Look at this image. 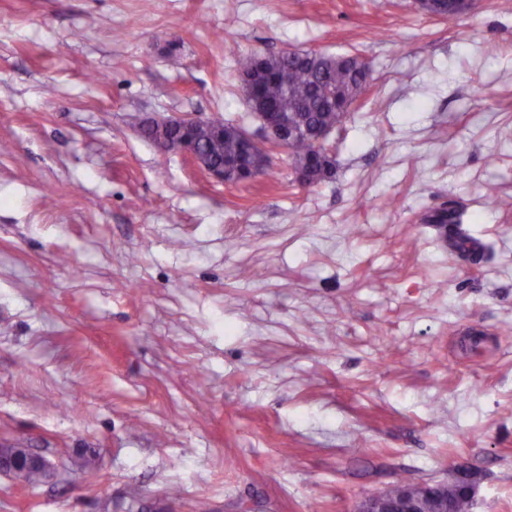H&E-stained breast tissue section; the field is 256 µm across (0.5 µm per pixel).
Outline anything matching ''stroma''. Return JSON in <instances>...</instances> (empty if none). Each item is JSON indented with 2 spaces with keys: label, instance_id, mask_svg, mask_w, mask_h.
I'll return each instance as SVG.
<instances>
[{
  "label": "stroma",
  "instance_id": "obj_1",
  "mask_svg": "<svg viewBox=\"0 0 512 512\" xmlns=\"http://www.w3.org/2000/svg\"><path fill=\"white\" fill-rule=\"evenodd\" d=\"M358 54L333 179L225 184L137 116L256 130L236 61ZM453 203L487 254L427 211ZM0 512H512V0H0ZM94 450L87 481L79 449ZM462 211L439 207L427 212L421 224H427L438 231L443 238L448 235V243L452 249L462 256L477 257L486 251V246L477 238L461 229L465 222ZM415 483L410 482L405 477H400L393 482L384 492L366 496L361 499L355 512H423L422 496L413 495L402 503H397L388 499L383 493L390 498L399 499L404 497L411 486ZM462 488L474 503L476 494L474 486L468 480H466V482L462 485ZM463 491L459 488L458 481L448 482V492L453 496L454 499V512H471L472 510V503Z\"/></svg>",
  "mask_w": 512,
  "mask_h": 512
}]
</instances>
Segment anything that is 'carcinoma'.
<instances>
[{
    "label": "carcinoma",
    "mask_w": 512,
    "mask_h": 512,
    "mask_svg": "<svg viewBox=\"0 0 512 512\" xmlns=\"http://www.w3.org/2000/svg\"><path fill=\"white\" fill-rule=\"evenodd\" d=\"M370 71L369 62L358 55L330 56L287 49L277 54L247 52L237 62L250 111L273 107L287 115L294 127L302 129L301 134L288 141L286 149L295 168L303 166L312 156L320 158L313 172V180L318 184L330 179L335 171V146H316L313 132L324 127L336 130L347 116L330 93L356 100L366 89ZM195 138L216 163L242 166L261 163L259 149L244 139L241 125L230 120L217 118L211 126L196 128ZM464 222L463 212L445 207L430 210L421 220L440 236L448 237L449 245L458 254L482 255L486 246L461 229ZM11 475L24 486L43 481L42 472L37 469L17 468ZM448 492L454 499V512H471L472 503L458 482L448 483Z\"/></svg>",
    "instance_id": "1"
}]
</instances>
